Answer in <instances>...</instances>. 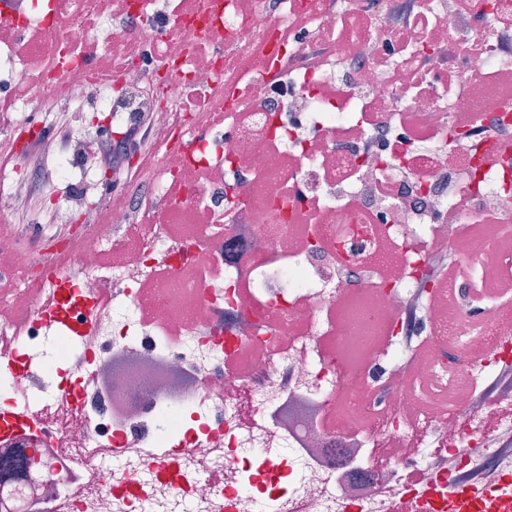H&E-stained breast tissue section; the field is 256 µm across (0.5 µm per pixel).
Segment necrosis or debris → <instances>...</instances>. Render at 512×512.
Wrapping results in <instances>:
<instances>
[{"instance_id":"necrosis-or-debris-1","label":"necrosis or debris","mask_w":512,"mask_h":512,"mask_svg":"<svg viewBox=\"0 0 512 512\" xmlns=\"http://www.w3.org/2000/svg\"><path fill=\"white\" fill-rule=\"evenodd\" d=\"M507 82L512 0H0L1 157H22L12 116L34 105L161 115L133 163L148 196L87 221L81 343L0 319L1 345L42 357L0 394L88 475L10 482L25 512H385L384 439H418L414 467L447 478L486 406L449 427L421 399L512 346V291L486 284L512 280V139L483 133L512 130ZM93 145L69 130L55 155L62 219L84 212L72 163ZM456 250L460 276H426ZM33 263L0 268L31 310L59 297Z\"/></svg>"}]
</instances>
